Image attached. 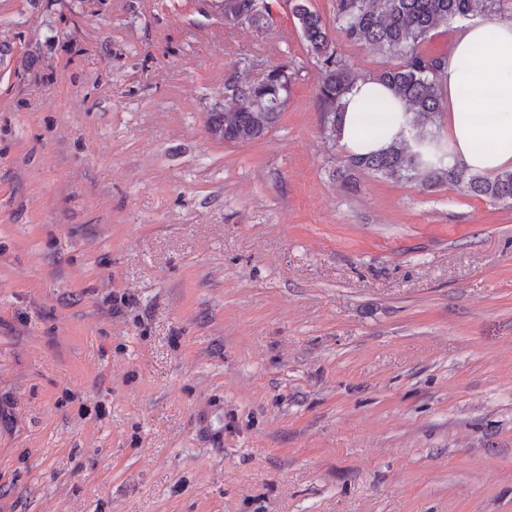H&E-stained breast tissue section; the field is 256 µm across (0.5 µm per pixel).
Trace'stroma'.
I'll list each match as a JSON object with an SVG mask.
<instances>
[{
	"label": "stroma",
	"instance_id": "1",
	"mask_svg": "<svg viewBox=\"0 0 512 512\" xmlns=\"http://www.w3.org/2000/svg\"><path fill=\"white\" fill-rule=\"evenodd\" d=\"M263 2L0 0V512H512V207L341 179ZM220 1L224 11L225 24L233 27H247L255 31L263 30L268 25L264 6L259 0ZM294 79L288 65L266 70L253 82H229L224 112L209 114L207 129L219 141L241 143L261 138L279 120Z\"/></svg>",
	"mask_w": 512,
	"mask_h": 512
}]
</instances>
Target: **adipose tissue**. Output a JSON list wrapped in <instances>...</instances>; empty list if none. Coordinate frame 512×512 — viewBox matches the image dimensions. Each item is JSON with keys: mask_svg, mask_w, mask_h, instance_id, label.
Returning a JSON list of instances; mask_svg holds the SVG:
<instances>
[{"mask_svg": "<svg viewBox=\"0 0 512 512\" xmlns=\"http://www.w3.org/2000/svg\"><path fill=\"white\" fill-rule=\"evenodd\" d=\"M452 158L475 172L512 169V21L464 24L442 70ZM339 143L368 154L405 140L414 116L381 82L365 77L343 98Z\"/></svg>", "mask_w": 512, "mask_h": 512, "instance_id": "ef3b65f1", "label": "adipose tissue"}]
</instances>
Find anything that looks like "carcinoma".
Wrapping results in <instances>:
<instances>
[{"instance_id":"1","label":"carcinoma","mask_w":512,"mask_h":512,"mask_svg":"<svg viewBox=\"0 0 512 512\" xmlns=\"http://www.w3.org/2000/svg\"><path fill=\"white\" fill-rule=\"evenodd\" d=\"M512 0H336V15L328 22L310 9L307 0H295L293 16L307 49L319 63L318 110L322 131L339 140L341 100L358 77L335 48V34L356 43L377 45L400 64L385 67L374 78L389 85L417 117L410 145L402 143L376 154L348 155V171H363L397 181L418 182L427 188L448 185L467 196L512 206V170L472 172L448 163L449 145L440 138L448 112L441 78L446 56L426 50L432 30L477 14H500ZM224 22L256 31L268 19L259 0H226ZM294 74L277 65L253 82L233 81L225 86L224 111L209 114L207 129L219 141L241 143L261 138L279 120L288 100Z\"/></svg>"}]
</instances>
